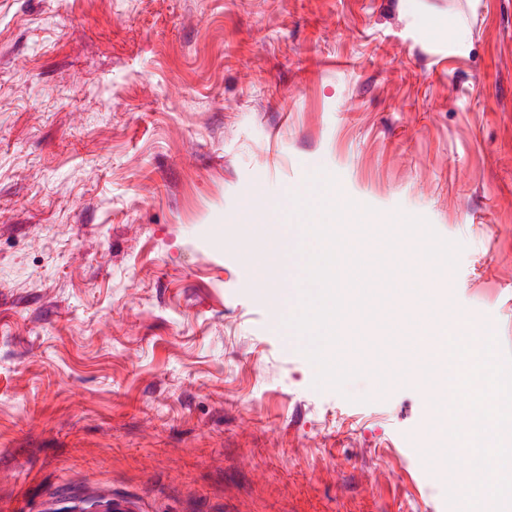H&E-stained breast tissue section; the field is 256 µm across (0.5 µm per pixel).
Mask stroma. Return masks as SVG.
<instances>
[{
  "instance_id": "obj_1",
  "label": "stroma",
  "mask_w": 512,
  "mask_h": 512,
  "mask_svg": "<svg viewBox=\"0 0 512 512\" xmlns=\"http://www.w3.org/2000/svg\"><path fill=\"white\" fill-rule=\"evenodd\" d=\"M425 218L512 351V0H0V512H461L391 308L316 387L296 199Z\"/></svg>"
}]
</instances>
